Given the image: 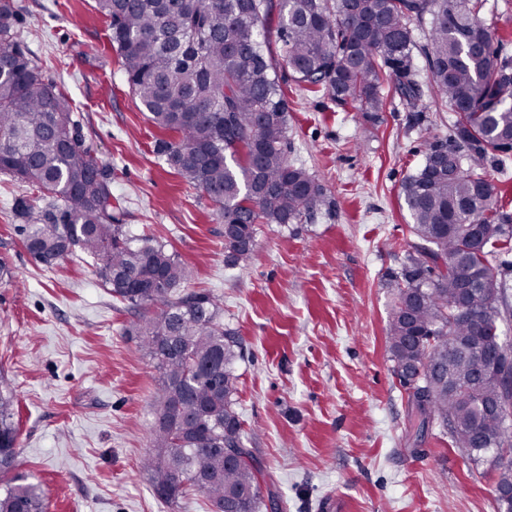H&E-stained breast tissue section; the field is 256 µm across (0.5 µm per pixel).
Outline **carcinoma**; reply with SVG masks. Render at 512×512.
<instances>
[{"instance_id": "carcinoma-1", "label": "carcinoma", "mask_w": 512, "mask_h": 512, "mask_svg": "<svg viewBox=\"0 0 512 512\" xmlns=\"http://www.w3.org/2000/svg\"><path fill=\"white\" fill-rule=\"evenodd\" d=\"M486 0H281L282 66L306 89L371 122L397 96L413 105L410 24H429L421 49L435 101L455 113L454 138L425 145L402 182L413 237L390 276L387 329L394 373L416 411L417 430L438 424L453 447L498 467L512 446V395L496 405L498 376L512 371V341L499 304L509 285L490 261L512 247V214L492 205L494 186L470 152L508 154L512 62L480 18ZM133 95L157 130L167 164L203 191L224 218L226 261H247L262 224H300L329 204L325 186L288 160V103L264 53L267 0H97ZM13 0H0V173L41 193L23 244L50 264L79 250L96 261L112 296L146 310L131 330L158 371L153 452L140 461L156 493L189 491L211 507L260 512L263 469L243 442L235 409L237 333L222 302L191 290V270L150 238L129 236L112 215V173L86 146L68 93L27 53ZM480 40L486 49L466 54ZM480 224L478 236L470 226ZM14 399L0 378V512H46L39 483L8 477L16 466ZM512 472L495 500L512 512Z\"/></svg>"}]
</instances>
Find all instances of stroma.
<instances>
[{"mask_svg": "<svg viewBox=\"0 0 512 512\" xmlns=\"http://www.w3.org/2000/svg\"><path fill=\"white\" fill-rule=\"evenodd\" d=\"M32 58L76 105L82 134L112 172V212L132 235L176 252L191 289L223 302L241 356L236 409L278 512H499L482 462L441 427L417 434L393 372L389 274L407 260L404 178L454 114L431 95L424 58L416 106L393 99L379 123L333 111L279 66V0L267 54L288 101L289 157L326 187L331 213L261 225L250 259L227 265L224 221L171 168L160 132L125 81L95 0H15ZM36 189L0 174V375L13 389L16 470L41 482L49 512H213L198 493L171 504L138 466L151 448L158 373L129 327L143 315L113 298L94 260L53 264L22 244L20 206Z\"/></svg>", "mask_w": 512, "mask_h": 512, "instance_id": "stroma-1", "label": "stroma"}]
</instances>
